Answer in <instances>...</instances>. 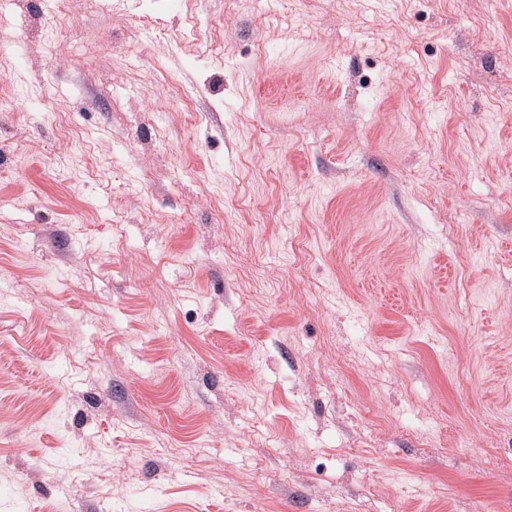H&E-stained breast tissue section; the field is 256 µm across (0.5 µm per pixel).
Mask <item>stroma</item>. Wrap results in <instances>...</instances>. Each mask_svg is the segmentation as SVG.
I'll return each instance as SVG.
<instances>
[{
    "mask_svg": "<svg viewBox=\"0 0 512 512\" xmlns=\"http://www.w3.org/2000/svg\"><path fill=\"white\" fill-rule=\"evenodd\" d=\"M0 6V512H512V0Z\"/></svg>",
    "mask_w": 512,
    "mask_h": 512,
    "instance_id": "1",
    "label": "stroma"
}]
</instances>
